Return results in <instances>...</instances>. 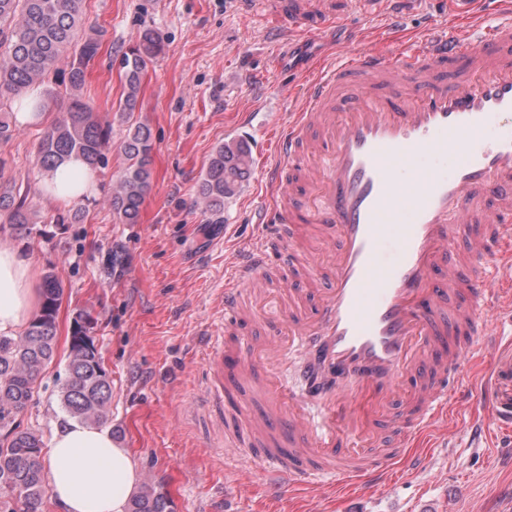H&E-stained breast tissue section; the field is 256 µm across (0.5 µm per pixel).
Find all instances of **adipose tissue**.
Returning <instances> with one entry per match:
<instances>
[{
    "instance_id": "adipose-tissue-1",
    "label": "adipose tissue",
    "mask_w": 512,
    "mask_h": 512,
    "mask_svg": "<svg viewBox=\"0 0 512 512\" xmlns=\"http://www.w3.org/2000/svg\"><path fill=\"white\" fill-rule=\"evenodd\" d=\"M41 188L54 201L72 205L97 189L85 164L70 159L45 174ZM36 272L29 260L0 245V333H20L37 304ZM50 496L64 512H125L140 475L133 453L108 429L70 420L56 426L46 450Z\"/></svg>"
}]
</instances>
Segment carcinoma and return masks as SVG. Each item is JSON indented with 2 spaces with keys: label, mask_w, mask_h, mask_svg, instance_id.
<instances>
[{
  "label": "carcinoma",
  "mask_w": 512,
  "mask_h": 512,
  "mask_svg": "<svg viewBox=\"0 0 512 512\" xmlns=\"http://www.w3.org/2000/svg\"><path fill=\"white\" fill-rule=\"evenodd\" d=\"M80 2L0 0V141L20 133L12 121L11 96L43 83L52 71L67 75L63 112L38 144V165L44 173L57 170L73 155L95 170L104 165L112 149V121L95 112L82 94L87 68L99 53L103 34L82 22ZM163 52L161 36L146 27L123 53L124 91L118 106L124 124L119 144L123 166L108 200L117 224L139 223L152 189L154 137L141 116L140 94L148 63ZM252 165L247 141L216 147L197 191L208 223H219L224 202L237 195ZM37 223L38 211L29 206L27 196L0 187V224L26 234ZM62 300L61 283L47 273L40 309L25 331L16 337L0 334V416L18 415L31 400L36 377L55 351ZM74 322L78 328L72 331L76 339L68 340V376L61 404L71 418L95 425L106 420L112 381L105 377L96 346L81 340L94 329V318L84 312ZM41 451L39 435L16 428L12 439L0 444V512H42L46 482ZM127 512H171V502L146 484L131 498Z\"/></svg>",
  "instance_id": "carcinoma-1"
}]
</instances>
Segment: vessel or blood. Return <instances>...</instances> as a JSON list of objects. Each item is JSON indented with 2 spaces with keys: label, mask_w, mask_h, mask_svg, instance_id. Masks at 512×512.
Here are the masks:
<instances>
[{
  "label": "vessel or blood",
  "mask_w": 512,
  "mask_h": 512,
  "mask_svg": "<svg viewBox=\"0 0 512 512\" xmlns=\"http://www.w3.org/2000/svg\"><path fill=\"white\" fill-rule=\"evenodd\" d=\"M263 7L286 41L332 22L324 0H239ZM512 21L475 39L426 33L390 55L348 50L332 73L302 88L301 105L277 130L270 190L302 185L281 205L260 245L240 253L224 291V327L208 357L207 401L233 395L234 418L257 461L283 485L379 484L407 448L446 415L475 353L498 345L497 319L512 306ZM454 156L452 172L416 170ZM336 244L318 314L302 313L270 279L271 250L288 253L307 225ZM263 315L273 336L245 326ZM303 360V393L267 365ZM477 394H494V417L512 421V355L502 356ZM264 408L250 410L251 397ZM320 404L309 422L305 400Z\"/></svg>",
  "instance_id": "obj_1"
}]
</instances>
